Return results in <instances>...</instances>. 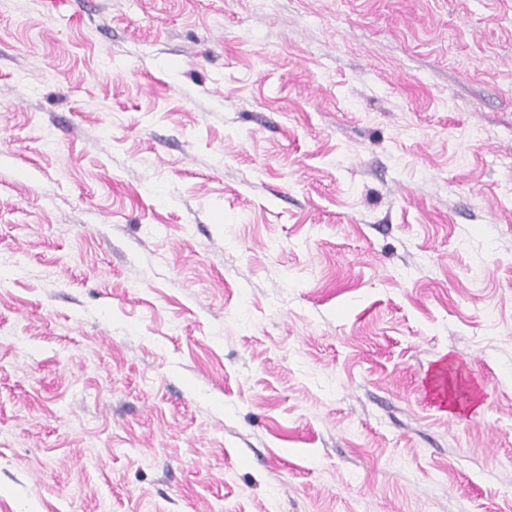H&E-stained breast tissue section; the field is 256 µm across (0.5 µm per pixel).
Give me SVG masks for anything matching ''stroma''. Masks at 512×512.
Wrapping results in <instances>:
<instances>
[{"instance_id": "stroma-1", "label": "stroma", "mask_w": 512, "mask_h": 512, "mask_svg": "<svg viewBox=\"0 0 512 512\" xmlns=\"http://www.w3.org/2000/svg\"><path fill=\"white\" fill-rule=\"evenodd\" d=\"M0 512H512V0H0Z\"/></svg>"}]
</instances>
